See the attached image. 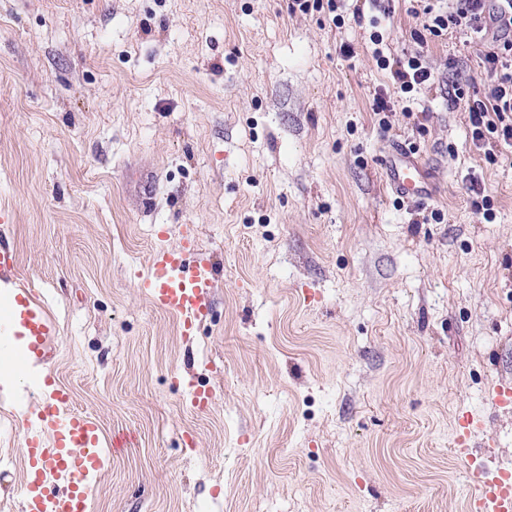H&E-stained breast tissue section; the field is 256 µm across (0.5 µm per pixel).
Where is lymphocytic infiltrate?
Segmentation results:
<instances>
[{"label": "lymphocytic infiltrate", "mask_w": 512, "mask_h": 512, "mask_svg": "<svg viewBox=\"0 0 512 512\" xmlns=\"http://www.w3.org/2000/svg\"><path fill=\"white\" fill-rule=\"evenodd\" d=\"M375 11L369 19L373 29L370 40L381 69L389 71L394 84L402 93H410L431 84L434 73L421 54L403 57L385 56L383 37L377 28L392 7L389 0H370ZM430 21L423 31L413 32L416 42L425 36L441 37L451 30L469 33L473 43L481 45L480 60L490 82L482 96L468 98L466 89L456 81L448 85V103L466 101L471 142L476 149L498 144L512 148V9L503 0H450L447 8L424 6Z\"/></svg>", "instance_id": "lymphocytic-infiltrate-1"}]
</instances>
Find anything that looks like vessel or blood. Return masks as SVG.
Returning a JSON list of instances; mask_svg holds the SVG:
<instances>
[{"instance_id":"obj_1","label":"vessel or blood","mask_w":512,"mask_h":512,"mask_svg":"<svg viewBox=\"0 0 512 512\" xmlns=\"http://www.w3.org/2000/svg\"><path fill=\"white\" fill-rule=\"evenodd\" d=\"M384 172L393 191L404 198H422L431 192L426 170L412 154L392 155ZM215 280L214 265L200 257L196 238L187 232L178 246L153 249L137 286L154 309L174 316L182 335L190 336L213 311ZM0 333L25 338L21 348L0 346L5 361H44L52 355L55 324L30 289H11L0 310ZM38 389L37 419L23 436L21 512H86L88 481L105 463L100 429L91 416L71 409V394L65 387L46 380ZM483 425L482 417L472 413L459 418L454 444L460 458L473 461L474 439ZM484 470L483 464L475 463L479 481L466 512H512V467H496L489 476Z\"/></svg>"}]
</instances>
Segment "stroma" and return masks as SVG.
I'll return each instance as SVG.
<instances>
[{"instance_id": "stroma-1", "label": "stroma", "mask_w": 512, "mask_h": 512, "mask_svg": "<svg viewBox=\"0 0 512 512\" xmlns=\"http://www.w3.org/2000/svg\"><path fill=\"white\" fill-rule=\"evenodd\" d=\"M290 3L0 0V245L56 325L43 376L102 429L87 512H465L466 413L476 456L512 466V413L485 399L512 381V151H477L445 93L452 70L483 91L478 48L417 44L428 18L395 0L382 49L435 81L384 130L364 0L339 26ZM402 147L423 202L384 182ZM189 226L217 268L190 337L136 288ZM36 396L0 391V512H20Z\"/></svg>"}]
</instances>
